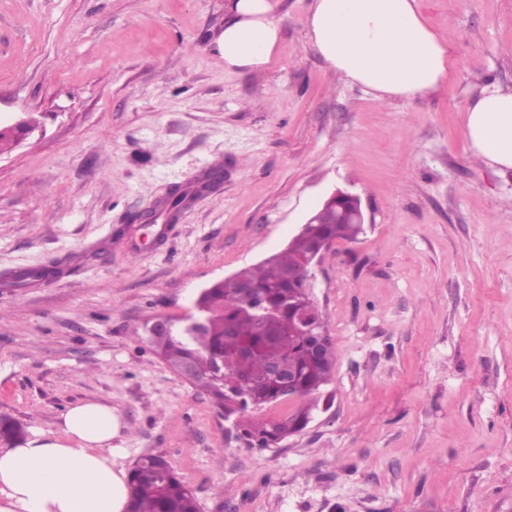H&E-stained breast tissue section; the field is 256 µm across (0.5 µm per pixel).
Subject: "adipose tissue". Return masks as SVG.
Masks as SVG:
<instances>
[{"label":"adipose tissue","mask_w":512,"mask_h":512,"mask_svg":"<svg viewBox=\"0 0 512 512\" xmlns=\"http://www.w3.org/2000/svg\"><path fill=\"white\" fill-rule=\"evenodd\" d=\"M308 28L313 48L375 100H412L448 76L451 47L427 25L419 0H314ZM279 42L271 0H228L219 40L226 69L263 70ZM464 130L488 166L512 171V86L487 85ZM119 431L116 410L84 402L64 414L61 435L37 430L0 448V512H128L129 474L112 446Z\"/></svg>","instance_id":"ef3b65f1"}]
</instances>
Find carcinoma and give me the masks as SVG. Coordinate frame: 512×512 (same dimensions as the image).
I'll list each match as a JSON object with an SVG mask.
<instances>
[{
  "instance_id": "carcinoma-1",
  "label": "carcinoma",
  "mask_w": 512,
  "mask_h": 512,
  "mask_svg": "<svg viewBox=\"0 0 512 512\" xmlns=\"http://www.w3.org/2000/svg\"><path fill=\"white\" fill-rule=\"evenodd\" d=\"M362 230L363 225L350 221L309 225L284 251L235 273L231 280H219L202 289L194 300L205 317L201 327L187 331L178 325L166 336L148 338L154 351L174 370L190 365L194 386L222 410L240 417L246 444L269 448L307 425L309 406L261 422H253L245 414L285 400L286 394L267 379L272 364L293 368L299 398L318 393L329 382L335 350L321 313L306 299L307 272L301 261L336 240H355ZM300 306L315 323L317 335H306L298 324L295 312ZM246 344L253 347V355L245 373L229 366L224 368V376H219L216 365ZM130 486V512H199L191 490L161 457L141 458L131 471Z\"/></svg>"
}]
</instances>
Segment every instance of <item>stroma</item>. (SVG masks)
<instances>
[{
  "label": "stroma",
  "instance_id": "obj_1",
  "mask_svg": "<svg viewBox=\"0 0 512 512\" xmlns=\"http://www.w3.org/2000/svg\"><path fill=\"white\" fill-rule=\"evenodd\" d=\"M225 3L0 0V113L40 121L0 151V421L57 434L111 406L117 463L163 456L199 512H512V172L463 127L512 85V0H420L448 78L385 103L312 48V0H275L265 70L226 71ZM337 188L367 224L316 270L333 376L302 431L252 448L145 331ZM175 189L195 197L156 240L133 217Z\"/></svg>",
  "mask_w": 512,
  "mask_h": 512
}]
</instances>
